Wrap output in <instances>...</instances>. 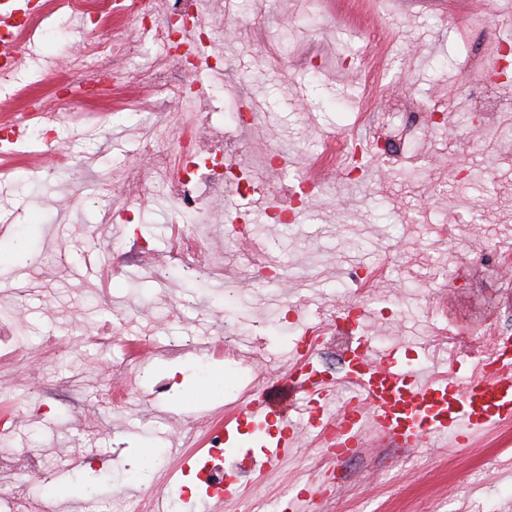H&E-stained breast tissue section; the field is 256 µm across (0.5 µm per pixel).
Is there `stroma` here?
I'll use <instances>...</instances> for the list:
<instances>
[{"label": "stroma", "instance_id": "stroma-1", "mask_svg": "<svg viewBox=\"0 0 512 512\" xmlns=\"http://www.w3.org/2000/svg\"><path fill=\"white\" fill-rule=\"evenodd\" d=\"M42 2L48 32L21 45L26 89L12 102L53 100L61 67L81 106L64 114L56 138L40 142L30 126L13 154L0 155V248L36 224L41 255L0 266V315L13 325L0 344V388L14 420L0 432V486L29 480L46 512L66 503L117 512L161 489L178 500L165 484L177 466L172 441L200 454L216 414L236 407L202 384L203 373L224 370L217 345L228 321L238 349L263 345L262 367L246 361L239 373L252 388L284 374L295 345L279 320L290 309L359 307L360 335L413 366L512 336V291L491 253L512 249V84L488 73L512 42V0H213L208 23L224 73L202 102L153 83L150 66L169 62L159 43H142L145 68L128 72L134 37L120 15L73 16ZM98 41L112 49L89 95L79 51ZM239 108L259 116L258 130L234 133L237 168L255 191L289 201L287 172L316 164L323 187L299 203L294 223L253 211L241 243L229 239L224 209L212 210L201 243L208 265L159 280L154 268L191 226L141 154L163 149L171 171L182 170L181 125ZM342 142L374 159L361 181L350 180L349 159L332 166ZM272 146L286 170L264 164ZM54 153L73 156L80 172L45 167ZM92 252L105 278L80 277ZM271 259L286 274L275 285L259 275ZM381 265L384 280L361 300L352 273ZM110 364L124 367L118 397ZM511 457L512 428L461 447L369 448L339 463L335 484L306 512H355L361 500L367 512H461L476 499L487 512H512ZM320 460L305 439L254 498L277 507ZM477 469L489 474L478 492ZM95 475V496L73 492L75 480Z\"/></svg>", "mask_w": 512, "mask_h": 512}]
</instances>
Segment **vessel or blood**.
Segmentation results:
<instances>
[{"instance_id":"1","label":"vessel or blood","mask_w":512,"mask_h":512,"mask_svg":"<svg viewBox=\"0 0 512 512\" xmlns=\"http://www.w3.org/2000/svg\"><path fill=\"white\" fill-rule=\"evenodd\" d=\"M30 6L31 0H0V56L19 61L14 19ZM307 366L298 359L285 381L265 383L224 420L228 443L242 427L250 428L261 454L246 465L257 475L273 470L312 432L329 437L327 457L340 462L366 447L424 448L435 438L466 445L476 432L512 425V342L506 340L490 345L477 361L441 373L410 367L396 352L366 348L344 378L357 403L329 421L317 409L329 406L336 384L305 375ZM327 480L323 470L309 476L297 500L316 502Z\"/></svg>"}]
</instances>
